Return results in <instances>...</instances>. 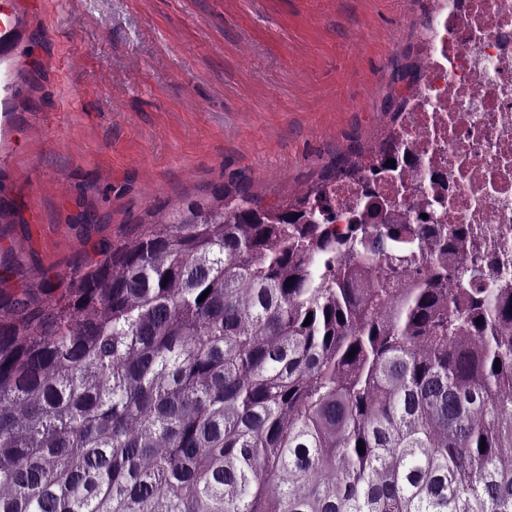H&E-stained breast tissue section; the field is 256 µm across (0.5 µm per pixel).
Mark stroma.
<instances>
[{
  "instance_id": "1",
  "label": "stroma",
  "mask_w": 512,
  "mask_h": 512,
  "mask_svg": "<svg viewBox=\"0 0 512 512\" xmlns=\"http://www.w3.org/2000/svg\"><path fill=\"white\" fill-rule=\"evenodd\" d=\"M0 289L68 280L218 188L294 202L396 127L432 0H15ZM97 224L73 223L79 211Z\"/></svg>"
}]
</instances>
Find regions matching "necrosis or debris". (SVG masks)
Instances as JSON below:
<instances>
[{
    "mask_svg": "<svg viewBox=\"0 0 512 512\" xmlns=\"http://www.w3.org/2000/svg\"><path fill=\"white\" fill-rule=\"evenodd\" d=\"M423 79L397 136L399 182L346 180L345 213L372 188L396 223L468 224L512 258V0H436Z\"/></svg>",
    "mask_w": 512,
    "mask_h": 512,
    "instance_id": "obj_1",
    "label": "necrosis or debris"
}]
</instances>
